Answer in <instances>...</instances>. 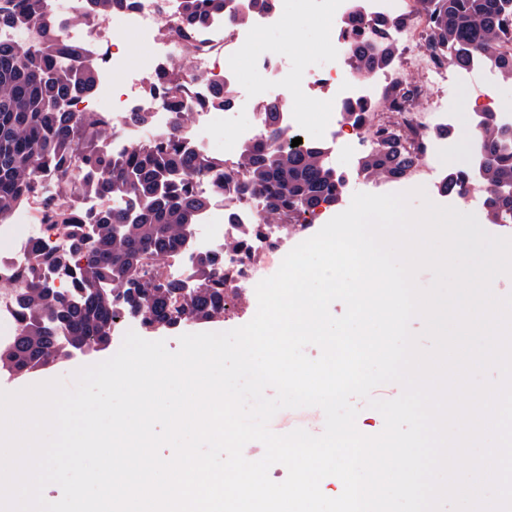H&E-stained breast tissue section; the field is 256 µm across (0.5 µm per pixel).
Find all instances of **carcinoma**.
<instances>
[{"label":"carcinoma","mask_w":512,"mask_h":512,"mask_svg":"<svg viewBox=\"0 0 512 512\" xmlns=\"http://www.w3.org/2000/svg\"><path fill=\"white\" fill-rule=\"evenodd\" d=\"M49 0H0V26L21 19L36 32L37 41L0 44V223L15 204L36 192L39 178L51 172L64 183L77 179L75 170H87L81 188L106 197L128 200V207L99 211L95 225L68 224L62 216L54 228L68 232L63 253L43 245L31 250L25 288L15 296L18 332L0 347V372L28 373L60 361L72 349L106 345L112 324L123 318L153 333L186 323L224 317L226 304L244 299L239 290L228 295L234 272L208 252L193 256V283L167 277L168 261L186 250L188 232L211 196L194 189L200 179L213 192H224L235 182L237 194L257 198L259 223L245 225L224 250L250 254L261 225L276 235L299 234L308 217L336 204L345 178L328 161L321 143L281 149L271 145L245 150L233 171L212 158L198 155L176 134L160 142L116 156L99 152L106 129L89 112H76L70 103L91 90L99 61L74 52L77 65H55L53 19ZM131 0H87L73 20L86 28ZM428 17L427 43L448 65L462 68L481 60L504 78H512V0H418ZM184 20L175 33L186 32L224 9V0H182ZM399 62L398 48L384 38L356 39L350 66L359 73L384 70ZM396 108L415 100L411 89L387 92ZM267 140L281 133L278 107L264 112ZM475 157L486 188L484 213L491 224H512V132L503 129L494 113L474 118L471 129ZM376 142L359 161V173L373 181L404 180L416 160L419 146L411 135L381 129ZM466 169L448 171L439 191L455 193L468 181ZM72 275L67 288L48 281L45 271Z\"/></svg>","instance_id":"carcinoma-1"}]
</instances>
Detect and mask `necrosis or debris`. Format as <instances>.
<instances>
[{"instance_id":"necrosis-or-debris-1","label":"necrosis or debris","mask_w":512,"mask_h":512,"mask_svg":"<svg viewBox=\"0 0 512 512\" xmlns=\"http://www.w3.org/2000/svg\"><path fill=\"white\" fill-rule=\"evenodd\" d=\"M301 11L311 13L324 28L328 39L330 66H298L287 54L271 43L254 40L257 30L268 25L287 26L284 18L270 19L252 12L250 0H225V16L244 15L248 21L239 26L224 23L223 18L196 28L191 41L172 36L180 14V0H134L128 7L113 10L92 28L72 23L83 0H50L60 52L57 63L70 68L75 64L73 50L98 57L99 70L88 98L76 99L78 110H90L105 125L109 137L101 152L120 154L177 132L180 140L200 155L211 152L210 141L227 125L232 111L245 110L251 123L237 129L224 140V161L232 163L246 149L265 143L263 115L269 104H277L281 112V140L288 143L305 127L309 115L302 112L303 103L316 99L320 125H336L347 143L371 147L376 130L418 134L421 146L417 152L408 187L440 184L442 176L434 159L440 151L434 130L451 126L454 116L448 109L447 97L437 95V84L454 81L469 84L475 74L484 75V64L475 62L470 68L449 71L426 46L428 20L418 11L416 0H296ZM359 8L362 32L370 39L386 35L406 49L412 57L411 71L396 67L381 72L360 74L349 66L351 30L346 24L352 8ZM386 29H378V22ZM135 33L148 46L150 54L141 67L131 68L118 45L126 33ZM250 66L254 85L243 92L238 83L241 66ZM190 83L188 97L168 106L160 105L164 86L175 80ZM417 88L418 108L401 112L390 109L385 101L388 89L406 82ZM223 88L228 105L213 103L216 88ZM368 103L370 110L360 127L343 121L342 114L355 103ZM146 112L148 124L133 122L131 113ZM232 186H225L222 197L201 211L188 238V254L171 262L169 273L189 277L191 254L205 251L223 256L225 264L236 272L235 287L247 289L260 278L271 263V247L267 236L257 237L249 258L225 252L224 242L233 238L238 225L257 223L254 203L241 202L236 217H229L227 199ZM117 198H103L73 193L61 195L54 179L45 177L39 189L23 205L16 207L7 223L0 224V340L14 336L17 316L10 296L22 281L31 247L49 243L64 248L65 235L53 227L55 211L66 210L74 223H83L89 213L120 206Z\"/></svg>"}]
</instances>
